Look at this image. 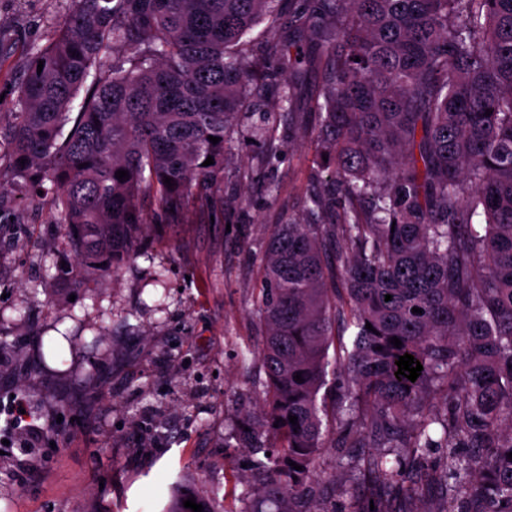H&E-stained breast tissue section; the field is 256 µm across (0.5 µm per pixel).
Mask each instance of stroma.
Here are the masks:
<instances>
[{
	"instance_id": "obj_1",
	"label": "stroma",
	"mask_w": 512,
	"mask_h": 512,
	"mask_svg": "<svg viewBox=\"0 0 512 512\" xmlns=\"http://www.w3.org/2000/svg\"><path fill=\"white\" fill-rule=\"evenodd\" d=\"M66 11L67 0H0L5 103L30 46L51 42ZM264 125L288 132L279 113L256 111L232 133L222 211L172 217L145 198L141 254L103 279H55L75 257L50 198L0 206V339L11 346L0 402L41 391L30 404L39 433L0 430V512H164L182 483L237 512L255 458L238 423L265 378L261 256L274 224L300 213L315 159L298 135L266 166ZM62 334L71 345L42 358Z\"/></svg>"
}]
</instances>
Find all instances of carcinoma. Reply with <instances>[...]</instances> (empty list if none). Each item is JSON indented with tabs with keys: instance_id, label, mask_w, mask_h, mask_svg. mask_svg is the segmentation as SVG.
Segmentation results:
<instances>
[{
	"instance_id": "1",
	"label": "carcinoma",
	"mask_w": 512,
	"mask_h": 512,
	"mask_svg": "<svg viewBox=\"0 0 512 512\" xmlns=\"http://www.w3.org/2000/svg\"><path fill=\"white\" fill-rule=\"evenodd\" d=\"M29 56L0 124V193L52 196L78 257L62 278L138 254L146 195L166 213L214 207L231 130L288 71L273 99L314 138L318 186L265 246L262 410L240 436L280 445L235 512H332L341 492L316 479L329 442L377 449L348 460L353 487L415 505L425 484L433 512H512V0H70ZM262 137L270 163L285 141ZM338 324L354 340L331 361ZM406 353L414 382L395 376ZM345 402L354 431L336 430ZM425 448L443 451L429 469ZM188 498L216 512L187 484L166 512ZM344 512L389 510L353 494Z\"/></svg>"
}]
</instances>
